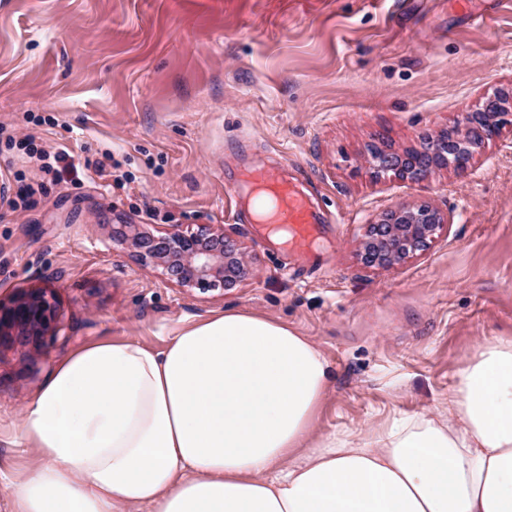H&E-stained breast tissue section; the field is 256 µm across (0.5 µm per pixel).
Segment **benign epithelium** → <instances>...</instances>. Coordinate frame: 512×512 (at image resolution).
Wrapping results in <instances>:
<instances>
[{"label":"benign epithelium","mask_w":512,"mask_h":512,"mask_svg":"<svg viewBox=\"0 0 512 512\" xmlns=\"http://www.w3.org/2000/svg\"><path fill=\"white\" fill-rule=\"evenodd\" d=\"M504 111L499 94H486L476 111L464 115L456 135L427 140L403 154L380 151L373 162L382 172L418 182L454 164L453 157L461 151L472 159L475 149L487 140L485 128L498 124ZM449 224L448 212L432 203L390 208L367 225L359 261L366 268L400 263L426 251ZM112 240L133 248L142 261L163 268L167 280L180 288H234L249 275L245 253L223 229L211 224L186 229L172 224L154 233L142 224H120L112 229ZM55 317L56 307L43 291L21 290L0 300V347L14 337L39 342Z\"/></svg>","instance_id":"7a95c632"}]
</instances>
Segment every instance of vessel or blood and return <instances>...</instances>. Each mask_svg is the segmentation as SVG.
Masks as SVG:
<instances>
[{"label":"vessel or blood","mask_w":512,"mask_h":512,"mask_svg":"<svg viewBox=\"0 0 512 512\" xmlns=\"http://www.w3.org/2000/svg\"><path fill=\"white\" fill-rule=\"evenodd\" d=\"M226 191L233 197H244L249 201L258 223L256 232L272 234L285 228V249L297 251L315 239L324 214L312 206L301 182L289 180L280 167H255L243 178L224 182Z\"/></svg>","instance_id":"b4317fda"}]
</instances>
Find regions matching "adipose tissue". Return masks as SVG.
Segmentation results:
<instances>
[{
  "instance_id": "adipose-tissue-1",
  "label": "adipose tissue",
  "mask_w": 512,
  "mask_h": 512,
  "mask_svg": "<svg viewBox=\"0 0 512 512\" xmlns=\"http://www.w3.org/2000/svg\"><path fill=\"white\" fill-rule=\"evenodd\" d=\"M328 388L309 337L244 311L160 351L87 344L28 402L36 462L0 495L11 512H512V337L480 343L432 415L326 433Z\"/></svg>"
}]
</instances>
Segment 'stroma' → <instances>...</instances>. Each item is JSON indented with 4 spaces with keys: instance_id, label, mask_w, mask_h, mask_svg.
I'll use <instances>...</instances> for the list:
<instances>
[{
    "instance_id": "35a3bbf8",
    "label": "stroma",
    "mask_w": 512,
    "mask_h": 512,
    "mask_svg": "<svg viewBox=\"0 0 512 512\" xmlns=\"http://www.w3.org/2000/svg\"><path fill=\"white\" fill-rule=\"evenodd\" d=\"M512 86V0H0V124L94 170L46 182L32 210L0 200V297L42 289L57 317L41 346L0 349V475L33 456L16 438L53 363L131 340L160 350L183 326L253 312L309 336L331 370L318 414L351 432L431 413L474 349L512 337V111L467 168L417 184L380 173ZM281 163L331 214L320 241L285 253L237 220L219 177L239 152ZM42 179L0 136L9 197ZM422 201L453 222L389 268L357 256L366 224ZM214 224L245 251L228 290L179 288L113 241L116 224Z\"/></svg>"
}]
</instances>
